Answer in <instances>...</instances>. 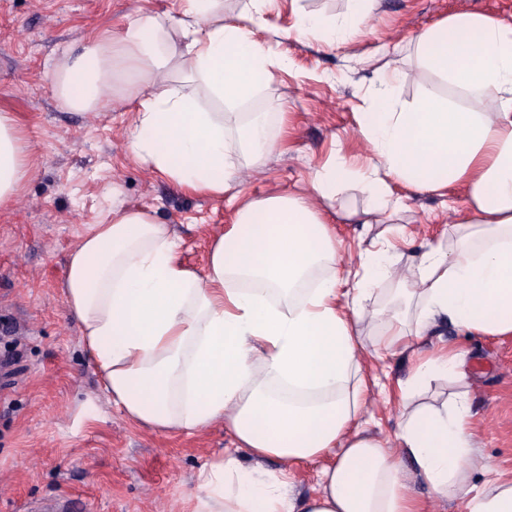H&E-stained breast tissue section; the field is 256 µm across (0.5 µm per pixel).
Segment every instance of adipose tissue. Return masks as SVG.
<instances>
[{
  "label": "adipose tissue",
  "instance_id": "adipose-tissue-1",
  "mask_svg": "<svg viewBox=\"0 0 512 512\" xmlns=\"http://www.w3.org/2000/svg\"><path fill=\"white\" fill-rule=\"evenodd\" d=\"M264 0H250L244 23L224 19L223 0H173L164 14H142L89 36L57 69L53 93L70 110L91 112L103 97L134 107L132 152L177 187L220 197L238 176L227 131L232 106L273 78L255 36ZM376 0H354L337 23L305 16L295 29L327 44L345 40ZM424 67L462 87L459 108L433 89L396 105L382 79L359 126L373 148L365 168L317 170L306 197L253 200L217 235L208 265L183 261L170 227L146 212L116 207L89 225L60 284L84 347L112 405L160 431L193 433L223 422L255 461L209 459L198 474L196 512H426L410 483L435 496L462 495L467 512H512V480L468 484L474 455L466 397L440 405L418 395L440 374L465 378L463 352L420 354L400 385L403 421L396 448L355 431L366 400L360 326L377 345L409 347L446 320L481 336H512V24L456 14L418 38ZM252 166L280 145L260 119L239 128ZM37 169L17 116L0 111V211L12 207ZM424 194L462 190L467 213L447 243L429 245L418 275L396 269L388 233L404 205L394 184ZM355 186L369 203L356 218L382 230L360 254L354 292L339 290L338 246L329 202ZM390 280L388 312L366 309L370 290ZM318 492L297 498L289 467L328 454ZM275 457L279 473L259 469Z\"/></svg>",
  "mask_w": 512,
  "mask_h": 512
}]
</instances>
